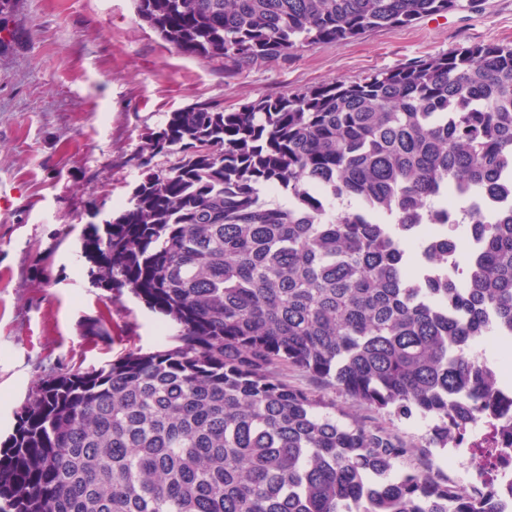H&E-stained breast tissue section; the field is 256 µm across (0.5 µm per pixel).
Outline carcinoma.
<instances>
[{"label":"carcinoma","instance_id":"carcinoma-1","mask_svg":"<svg viewBox=\"0 0 512 512\" xmlns=\"http://www.w3.org/2000/svg\"><path fill=\"white\" fill-rule=\"evenodd\" d=\"M459 0H137L178 50L238 69ZM0 0V50L15 42ZM173 157L154 169L158 155ZM129 206L89 224L91 275L178 326L176 345L47 376L0 446V512H507L410 469L322 389L433 424L426 448H512V46L476 44L224 111L170 113L128 160ZM347 200L342 209L335 201ZM479 249L464 248L459 229ZM300 370L318 388L283 377Z\"/></svg>","mask_w":512,"mask_h":512}]
</instances>
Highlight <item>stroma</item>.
I'll list each match as a JSON object with an SVG mask.
<instances>
[{
    "instance_id": "obj_1",
    "label": "stroma",
    "mask_w": 512,
    "mask_h": 512,
    "mask_svg": "<svg viewBox=\"0 0 512 512\" xmlns=\"http://www.w3.org/2000/svg\"><path fill=\"white\" fill-rule=\"evenodd\" d=\"M21 38L0 51V442L51 371L101 368L131 348L159 346L157 326H178L130 289L96 285L80 237L87 205L117 217L139 180L126 161L168 113L211 100L225 111L302 94L451 53L476 43L512 45V0H460L407 26L371 29L343 45L318 42L235 69L185 54L143 20L136 0H18ZM103 318L100 330L93 319ZM325 395L344 420H363L416 447L398 468L422 467L468 486L455 451L421 454L429 421L375 412L340 389Z\"/></svg>"
}]
</instances>
